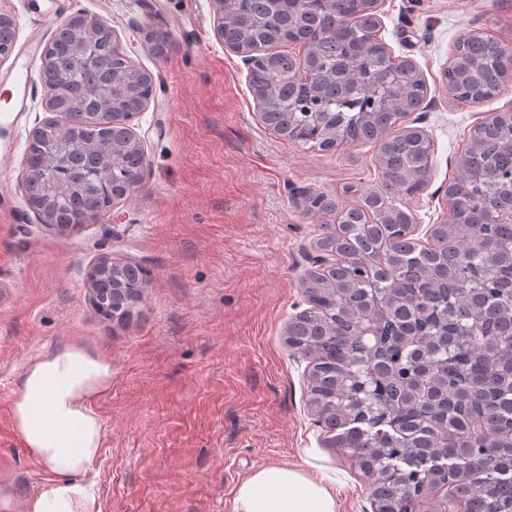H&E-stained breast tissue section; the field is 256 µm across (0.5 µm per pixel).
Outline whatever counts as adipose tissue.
<instances>
[{
  "instance_id": "obj_1",
  "label": "adipose tissue",
  "mask_w": 512,
  "mask_h": 512,
  "mask_svg": "<svg viewBox=\"0 0 512 512\" xmlns=\"http://www.w3.org/2000/svg\"><path fill=\"white\" fill-rule=\"evenodd\" d=\"M111 380V362L79 346L45 353L27 368L13 391V427L49 476L20 505L0 486V512H100L93 464L103 424L96 403ZM234 512H338V504L329 476L266 466L238 485Z\"/></svg>"
}]
</instances>
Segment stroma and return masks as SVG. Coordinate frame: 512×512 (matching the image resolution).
<instances>
[{
	"label": "stroma",
	"mask_w": 512,
	"mask_h": 512,
	"mask_svg": "<svg viewBox=\"0 0 512 512\" xmlns=\"http://www.w3.org/2000/svg\"><path fill=\"white\" fill-rule=\"evenodd\" d=\"M54 9L45 24L36 0H0L17 44L50 43L68 17L92 13L154 75L150 102L132 121L147 169L96 222L26 230V141L48 117L40 77L27 112H0V190L12 197L0 212V485L22 500L47 478L13 430L12 392L37 357L74 344L112 364L96 404L101 512H233L245 477L282 464L334 478L339 512H371V478L317 425L309 360L291 354L284 335L307 307L302 279L320 227L335 221L304 211L294 195L354 204L342 189L374 183L377 146L322 152L270 130L242 56L215 36L211 0H54ZM377 16L389 53L412 61L428 88L403 120L433 144L428 186L411 203L414 236L426 245L431 226L447 219L441 188L474 127L512 110V84L491 100L462 101L442 71L469 31L512 44V0H381ZM103 256L148 272L126 320L105 319L93 304L88 271Z\"/></svg>",
	"instance_id": "1"
}]
</instances>
